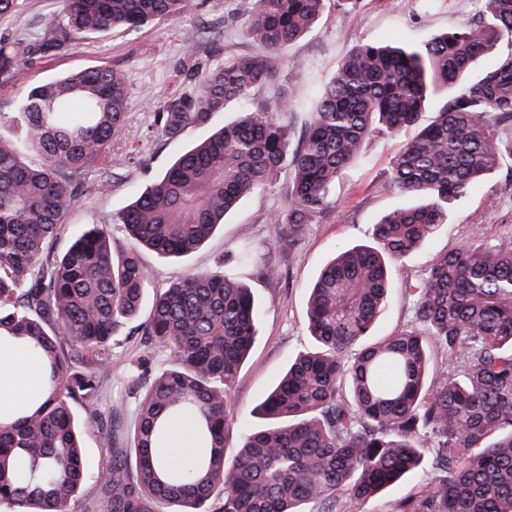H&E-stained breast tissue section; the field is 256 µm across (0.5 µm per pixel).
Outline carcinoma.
<instances>
[{
  "mask_svg": "<svg viewBox=\"0 0 512 512\" xmlns=\"http://www.w3.org/2000/svg\"><path fill=\"white\" fill-rule=\"evenodd\" d=\"M327 0H251L246 33L259 53L207 65L201 34L189 36L180 75L191 93L163 103L156 132L174 140L248 98L271 76L270 55L303 36ZM189 0H59L33 41L0 37V84L34 55L72 50L91 34L135 29L184 13ZM487 20L452 28L420 47L362 43L322 89L290 148L284 116L294 92L241 113L182 153L117 216L129 246L112 251L108 224H90L61 255L53 241L73 202L71 183L100 169L122 132L127 78L87 68L34 86L0 113V341L21 339L41 357L44 391L0 422V512H71L86 471L83 436L108 427L101 380L112 337L142 306L148 249L182 259L224 224L255 189L288 172V246L304 224L334 207L331 190L376 130L416 122L430 93L448 97L436 120L405 145L380 191L420 203L385 213L372 241L338 250L308 288L315 348L296 356L250 412L237 454L224 453L226 390L258 336L250 288L221 271H190L157 296L150 343L174 363L139 401L132 446L108 433L106 512H356L406 476L413 492L391 512H512V247L480 238L439 255L418 281L404 280L416 325L369 340L390 302L394 264L448 223L455 203L512 159V0H484ZM479 78L470 73L485 58ZM35 154L39 163L24 157ZM445 364L436 367L435 357ZM83 414L77 415L75 405ZM190 416L197 457L190 471L162 457L167 427Z\"/></svg>",
  "mask_w": 512,
  "mask_h": 512,
  "instance_id": "1",
  "label": "carcinoma"
}]
</instances>
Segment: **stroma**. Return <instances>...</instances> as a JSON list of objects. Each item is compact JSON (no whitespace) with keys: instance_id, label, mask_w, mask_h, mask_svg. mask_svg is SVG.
I'll list each match as a JSON object with an SVG mask.
<instances>
[{"instance_id":"1","label":"stroma","mask_w":512,"mask_h":512,"mask_svg":"<svg viewBox=\"0 0 512 512\" xmlns=\"http://www.w3.org/2000/svg\"><path fill=\"white\" fill-rule=\"evenodd\" d=\"M58 0H18L15 11L0 17V36L14 37L38 28L42 18L56 10ZM250 0H192L187 12L152 22L136 30L116 29L104 36L82 40L62 55H35L21 64L15 77L0 85V112L14 111L17 102L35 84L89 67H114L127 77V112L124 129L112 143L100 171L88 174L73 187L74 202L65 229L56 244L65 252L86 225L112 227V249L127 248L129 240L115 217L145 184L163 172L189 146L206 139L212 127L233 121L239 113L274 101L294 88V106L287 115L293 138H300L317 103L321 88L334 76L341 58L355 45H420L451 27L474 23L482 14V0H359L356 11L328 5L313 28L273 57L270 82L251 98L231 104L217 114L212 127H192L182 139L164 140L154 134V114L165 101L185 89L176 72L187 36L196 30L209 33V64L232 56L252 55L254 43L246 34ZM445 100L432 95L418 126L394 134L376 133L365 142L362 156L337 182L334 208L316 223L305 225L295 248L281 246L288 227L270 223L271 214L284 208L287 174L271 186L247 196L230 213L223 227L187 258L164 259L142 250L141 259L151 274L139 315L126 325L112 346V370L104 377L102 395L112 411V423L122 447H129L137 419L139 394L146 370H158L173 361L169 351L150 345L145 335L152 301L175 279L190 270L223 268L251 288L262 318L258 339L248 359L227 390L233 417L249 413L280 377L290 359L313 347L306 326L307 288L337 247L367 243L381 215L409 204L399 192L376 189L398 153L424 126L434 120ZM512 246V168L504 167L472 189L458 203L444 232L428 240L395 265L396 278L421 276L436 254L471 242L475 235ZM250 245L254 256L239 263L236 253ZM279 271L277 278L267 268ZM107 435L96 431L84 438L88 474L73 512H85L86 502L98 501V486L106 475Z\"/></svg>"}]
</instances>
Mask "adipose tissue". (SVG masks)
<instances>
[{"instance_id":"adipose-tissue-1","label":"adipose tissue","mask_w":512,"mask_h":512,"mask_svg":"<svg viewBox=\"0 0 512 512\" xmlns=\"http://www.w3.org/2000/svg\"><path fill=\"white\" fill-rule=\"evenodd\" d=\"M42 390L41 364L22 345H0V416L5 417Z\"/></svg>"}]
</instances>
